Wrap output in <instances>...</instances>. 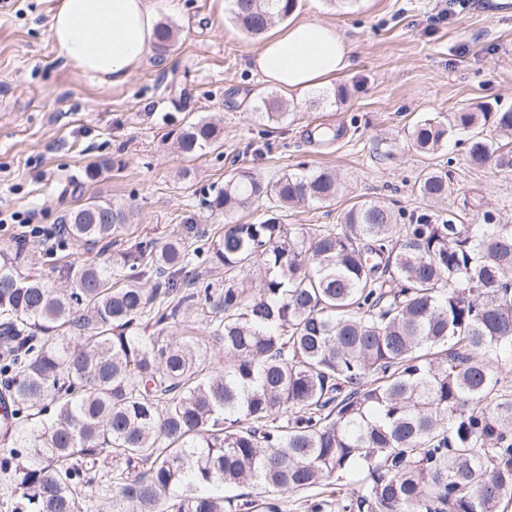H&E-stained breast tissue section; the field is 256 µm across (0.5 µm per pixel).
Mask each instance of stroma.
Wrapping results in <instances>:
<instances>
[{"label":"stroma","mask_w":512,"mask_h":512,"mask_svg":"<svg viewBox=\"0 0 512 512\" xmlns=\"http://www.w3.org/2000/svg\"><path fill=\"white\" fill-rule=\"evenodd\" d=\"M59 0H0V253L17 248L5 221L33 210L54 230L64 210L87 199L129 209L126 230L105 257L132 245H163L198 230L222 231L224 213L206 201L235 169L275 178L303 166L336 171L342 193L329 204L279 211L281 223L324 228L361 199L402 218L425 208L415 182L425 166L449 162L458 214L492 211L512 224V170L469 167L464 146L417 152L413 126L427 117L487 105L512 110V0H299L292 18L333 26L352 65L302 92L282 94L288 117H253L273 84L252 68L260 46L234 24L229 0H151L176 41L151 50L127 82L113 85L67 63L50 39ZM346 100H339L340 89ZM220 117L224 145L189 158L173 142L191 121ZM326 123L341 136L312 132Z\"/></svg>","instance_id":"stroma-1"}]
</instances>
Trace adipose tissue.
I'll return each instance as SVG.
<instances>
[{
  "instance_id": "obj_1",
  "label": "adipose tissue",
  "mask_w": 512,
  "mask_h": 512,
  "mask_svg": "<svg viewBox=\"0 0 512 512\" xmlns=\"http://www.w3.org/2000/svg\"><path fill=\"white\" fill-rule=\"evenodd\" d=\"M155 28L150 0H60L49 35L73 67L119 85L146 59ZM253 65L289 93L336 77L349 57L333 27L298 22L266 40Z\"/></svg>"
}]
</instances>
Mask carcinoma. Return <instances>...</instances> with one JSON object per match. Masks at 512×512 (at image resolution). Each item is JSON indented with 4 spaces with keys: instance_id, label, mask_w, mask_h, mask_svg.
<instances>
[{
    "instance_id": "obj_1",
    "label": "carcinoma",
    "mask_w": 512,
    "mask_h": 512,
    "mask_svg": "<svg viewBox=\"0 0 512 512\" xmlns=\"http://www.w3.org/2000/svg\"><path fill=\"white\" fill-rule=\"evenodd\" d=\"M297 0H231L241 31L259 36ZM175 37L161 23L156 48ZM258 116H287L260 97ZM221 122L183 128L176 147L195 155L219 142ZM467 136L477 169L512 167V111L452 112L419 121L417 151L434 155ZM334 171L267 180L240 168L207 200L226 215L265 200L274 210L330 203ZM417 191L452 193L448 170L427 166ZM128 214L97 199L63 211L62 234L112 242ZM224 268V281L190 288L192 266ZM259 271L258 291L236 272ZM50 284L32 255L0 263V373L11 409L0 418V476L9 512H251L222 490L331 486L310 512H500L512 497V395L489 412L500 379L488 356L512 362V225L423 209L409 223L373 199L341 223L297 231L269 216L232 223L192 251L179 238L139 244L123 269L76 264ZM208 305L211 366L198 336H163ZM364 474L348 493L344 479Z\"/></svg>"
}]
</instances>
